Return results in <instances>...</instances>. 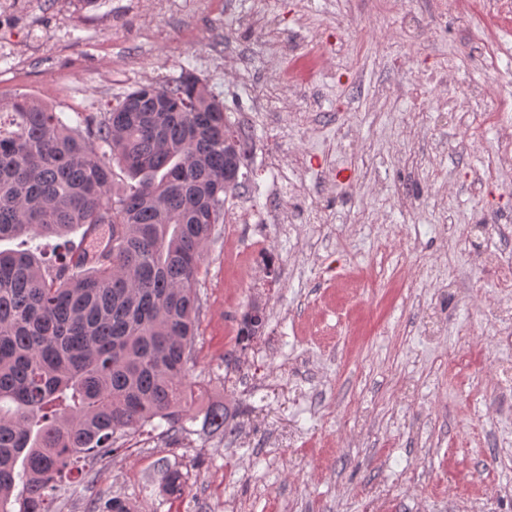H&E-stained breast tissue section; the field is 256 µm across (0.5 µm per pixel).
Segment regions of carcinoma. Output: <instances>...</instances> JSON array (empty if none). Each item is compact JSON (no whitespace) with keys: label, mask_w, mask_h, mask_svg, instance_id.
Masks as SVG:
<instances>
[{"label":"carcinoma","mask_w":512,"mask_h":512,"mask_svg":"<svg viewBox=\"0 0 512 512\" xmlns=\"http://www.w3.org/2000/svg\"><path fill=\"white\" fill-rule=\"evenodd\" d=\"M213 99L183 73L70 121L0 101V242L83 229L53 258L0 250V512H55L63 484L129 431L185 432L203 246L224 221L226 151L239 166L246 151ZM116 166L130 180L117 193ZM264 325L240 321L238 344ZM203 427L230 429L226 407ZM161 483L180 495L185 474L166 466Z\"/></svg>","instance_id":"carcinoma-1"}]
</instances>
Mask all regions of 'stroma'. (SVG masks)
Here are the masks:
<instances>
[{"label": "stroma", "mask_w": 512, "mask_h": 512, "mask_svg": "<svg viewBox=\"0 0 512 512\" xmlns=\"http://www.w3.org/2000/svg\"><path fill=\"white\" fill-rule=\"evenodd\" d=\"M401 2L445 34L402 41L390 0H0L2 101L24 94L70 118L190 70L228 121L253 117L244 185L204 247L186 379L190 412L224 404L235 431L196 421L176 444L157 430L128 434L57 512H86L101 494L133 512H512V398L484 404L501 297L481 260L512 249V227L478 244L460 232L488 211L512 214V165L485 176L512 144V115L476 141L463 124L512 94V14L491 62L438 0ZM294 55L332 78L281 82ZM417 110L422 123L408 124ZM403 182L414 205L397 199ZM274 185L337 227L377 288L356 286L346 252L307 216L291 231L234 223L243 205L268 206ZM259 247L276 278L261 263L246 272ZM451 274L458 291L446 299L438 287ZM255 301L266 326L241 352L233 322ZM166 463L187 475L182 498L160 490Z\"/></svg>", "instance_id": "stroma-1"}]
</instances>
